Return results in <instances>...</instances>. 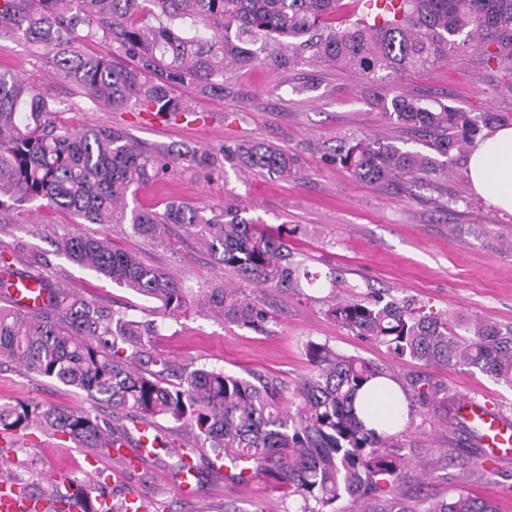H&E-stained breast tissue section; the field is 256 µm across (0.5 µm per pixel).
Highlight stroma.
I'll return each mask as SVG.
<instances>
[{"label": "stroma", "mask_w": 512, "mask_h": 512, "mask_svg": "<svg viewBox=\"0 0 512 512\" xmlns=\"http://www.w3.org/2000/svg\"><path fill=\"white\" fill-rule=\"evenodd\" d=\"M0 71L26 78L62 103L60 118L76 126L120 125L140 143L176 154L191 148L165 178L137 191L140 207L163 211L170 202L221 212L225 202L245 207L251 217L283 226L289 245L301 253L316 284L301 295L274 291L262 300L271 321L254 331L190 308L178 318L162 316L157 303L120 288L82 268L56 248L63 232L109 237L147 263L173 272L190 296L214 282H234L207 248L189 235L158 245L129 236L124 224H85L70 213L32 202L0 210V252L15 255L20 272H42L69 281L100 307L155 324L156 353L197 367L243 377H274L284 388L310 372L308 342L377 362H393L401 377H424L455 398L472 396L512 418V389L479 371L429 368L392 360L384 346L358 338L325 314L329 292L356 291L409 299L425 311L512 323V215L501 213L469 186L464 163L436 189L404 193L352 178L329 165L327 155L341 138L373 134L417 148L416 138L392 126L374 105L355 73L332 66L301 67L279 73L258 62L224 73V95L200 97L194 115L177 120L139 118L134 112H107L75 94L71 85L40 68L27 47L0 39ZM494 71L477 55L406 73L404 93L425 103L441 102L464 112H511L512 99L495 95ZM262 141L301 160L300 178L283 181L239 168L225 160V148ZM336 272L338 288L326 276ZM89 407L85 394L12 366H0V401ZM409 460L397 488L408 504L429 505L458 490L491 500L498 512H512V463L486 461L473 438L456 422L418 408L411 423L394 436ZM175 458L123 462L62 442L32 429L0 458V477L34 487L94 477V495L120 503L136 494L145 512H299L301 500L264 481L237 483L223 471L206 472L196 495L178 493Z\"/></svg>", "instance_id": "1"}]
</instances>
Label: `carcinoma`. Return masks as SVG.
<instances>
[{"label":"carcinoma","mask_w":512,"mask_h":512,"mask_svg":"<svg viewBox=\"0 0 512 512\" xmlns=\"http://www.w3.org/2000/svg\"><path fill=\"white\" fill-rule=\"evenodd\" d=\"M342 0H0V37L29 44L49 70L92 103L112 112L150 118L191 113L193 95L224 96V70L266 60L277 71L334 64L356 73L391 124L423 137L425 150H405L371 134L340 140L331 165L369 183L406 180L427 189L454 172L484 131L512 120L502 112L477 115L428 105L398 91L399 76L480 52L497 74L494 92L512 98V0H385L374 18L355 14ZM97 40L127 59L87 50ZM61 102L30 82L0 72V209L34 201L69 211L89 224H127L135 237L166 243L169 229L204 241L217 263L240 283L201 292L200 307L240 327L266 330L257 290L297 293L311 273L284 240L283 229L227 205L220 214L176 203L161 212L129 207L138 188L173 171L177 158L134 140L121 127L75 128L55 120ZM239 166L296 179L298 157L264 144L231 151ZM57 249L75 264L120 288L160 303L176 318L188 292L166 270L143 262L95 234L60 235ZM42 288L31 311L0 301V362L50 378L112 410L107 420L90 409L37 402L0 403V456L14 438L37 427L64 442L110 454L114 430L131 425L148 446L177 455L208 448L239 481L255 478L301 499L300 512H335L344 496L369 499L385 481L390 496L366 512H496L463 492L424 509L401 505L397 484L407 457L393 437L366 428L354 399L368 381L401 383L393 365L336 352L310 342L311 375L289 396L276 380L247 379L195 367L152 351L155 326L101 309L63 280L32 273ZM326 315L355 336L387 348L393 358L431 367L475 368L512 387V324L482 318L450 320L408 300L371 297L324 300ZM421 404L459 414L460 401L443 389L412 384ZM186 432L176 446L148 429L158 421ZM52 495L48 512H119L91 495L87 480Z\"/></svg>","instance_id":"cac0c4a2"}]
</instances>
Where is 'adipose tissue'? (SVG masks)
Returning <instances> with one entry per match:
<instances>
[{"mask_svg": "<svg viewBox=\"0 0 512 512\" xmlns=\"http://www.w3.org/2000/svg\"><path fill=\"white\" fill-rule=\"evenodd\" d=\"M466 176L472 190L501 212L512 214V126H497L471 147ZM370 400L376 416L367 427L393 434L408 421L409 402L402 387L392 380L371 381L360 394Z\"/></svg>", "mask_w": 512, "mask_h": 512, "instance_id": "1", "label": "adipose tissue"}]
</instances>
